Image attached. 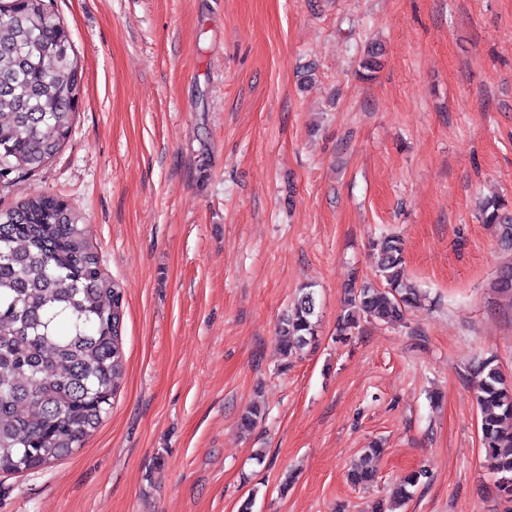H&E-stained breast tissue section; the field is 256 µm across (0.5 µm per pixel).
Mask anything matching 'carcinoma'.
Wrapping results in <instances>:
<instances>
[{"label": "carcinoma", "mask_w": 512, "mask_h": 512, "mask_svg": "<svg viewBox=\"0 0 512 512\" xmlns=\"http://www.w3.org/2000/svg\"><path fill=\"white\" fill-rule=\"evenodd\" d=\"M0 10V176L35 170L69 140L82 97L81 67L69 34L46 0H7ZM381 46L362 62L380 68ZM512 248V214L501 199L481 209ZM379 283L350 285L336 327L342 341L360 322L397 325L420 301L405 276L397 235L373 242ZM123 291L103 272L89 225L61 197L38 194L0 210V472L42 470L73 455L110 414L125 370L120 346ZM315 290L301 289L282 318L283 357L316 341ZM481 443L501 496L512 500V377L494 356L474 365ZM376 470L355 467L349 481L366 486ZM426 472L409 474L400 498Z\"/></svg>", "instance_id": "1"}]
</instances>
